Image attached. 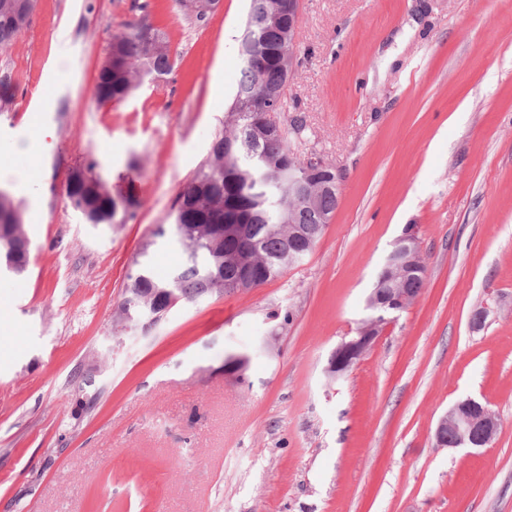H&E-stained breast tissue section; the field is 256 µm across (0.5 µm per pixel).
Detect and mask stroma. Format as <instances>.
<instances>
[{
	"label": "stroma",
	"instance_id": "1",
	"mask_svg": "<svg viewBox=\"0 0 512 512\" xmlns=\"http://www.w3.org/2000/svg\"><path fill=\"white\" fill-rule=\"evenodd\" d=\"M247 8L35 0L0 49V188L30 239L27 272H0V512H512V0H299L304 56L274 118L302 120L298 153L340 173L330 224L260 287L117 322L141 250L160 275L182 261L154 230L224 127ZM142 20L172 72L98 104L112 34ZM92 160L141 198L125 223L67 205L66 173ZM409 226L424 288L327 382ZM467 398L497 435L437 447Z\"/></svg>",
	"mask_w": 512,
	"mask_h": 512
}]
</instances>
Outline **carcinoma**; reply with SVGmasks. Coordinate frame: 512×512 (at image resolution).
<instances>
[{
    "label": "carcinoma",
    "instance_id": "obj_1",
    "mask_svg": "<svg viewBox=\"0 0 512 512\" xmlns=\"http://www.w3.org/2000/svg\"><path fill=\"white\" fill-rule=\"evenodd\" d=\"M248 19L254 31V52L243 59V69L236 92L241 99L235 102L224 131L212 142L208 157L178 193L173 213V224L187 228L174 240L183 251V261L167 275L155 274L147 260L148 248H143L142 261H135V269L127 275L125 287L134 301L130 313L141 317L145 306L158 304V289L166 286L172 277H178L180 295L184 302H196L216 295L204 271L215 265L218 254L231 255L240 251L242 244L235 239L216 240L201 226L224 223V198L232 200L231 215L249 225V244L254 259L249 264L224 266V293L238 289L242 280L258 288L280 276L286 269L284 256L292 245L310 251L322 237L326 225L321 216L334 214L336 192L326 191L312 205L297 201L288 191V183L279 179L266 186L249 184L253 177V163L260 156L286 162H301L288 141V131L247 142L251 124L263 116L252 110L253 103L269 92L284 86L288 79L282 63L288 61V10L294 0H248ZM34 0H0V48L12 44L29 21ZM148 22L130 24L112 35L106 62L99 69L94 98L100 104L118 102L128 97L147 78L168 74L173 64L170 49L155 27L153 36H144ZM242 147V159L236 170L224 172V148ZM98 163L90 162L84 169H74L66 176L62 191L67 204L81 215L87 224H123L129 209L139 201L128 195V206L119 204L106 182L95 172ZM291 212L300 235L290 239L278 215L281 210ZM30 241L22 224L18 206L10 194L0 190V265L15 274H22L29 263ZM426 277L416 272L404 280L396 279L379 269L374 285L385 292L390 288H411L421 292Z\"/></svg>",
    "mask_w": 512,
    "mask_h": 512
}]
</instances>
